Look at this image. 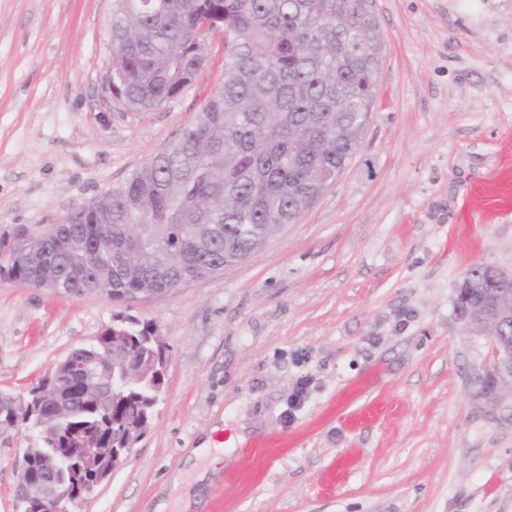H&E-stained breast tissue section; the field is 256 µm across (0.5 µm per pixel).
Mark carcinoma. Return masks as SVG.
I'll return each instance as SVG.
<instances>
[{"instance_id":"obj_1","label":"carcinoma","mask_w":512,"mask_h":512,"mask_svg":"<svg viewBox=\"0 0 512 512\" xmlns=\"http://www.w3.org/2000/svg\"><path fill=\"white\" fill-rule=\"evenodd\" d=\"M112 93L133 112L178 96L208 63L223 36L224 77L180 136L152 154L122 184L104 192L108 218L79 204L55 241L43 246L59 293L81 296L99 284L111 301L157 297L177 279L208 278L257 252L282 224H297L358 152L382 53L373 0H115ZM0 233V282L35 283ZM457 288L453 310L483 314L476 333L512 336L496 321L499 294L512 309V277L481 262ZM154 326L122 316L94 343L75 349L82 367L56 368L59 388L89 379L83 412L49 427L50 412L13 418L0 396V427L30 430L31 469L78 438L86 448H123L146 431L162 391L164 346ZM75 498L39 485L19 503L38 512L37 496Z\"/></svg>"}]
</instances>
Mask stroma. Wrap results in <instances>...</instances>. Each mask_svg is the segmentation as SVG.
<instances>
[{
  "mask_svg": "<svg viewBox=\"0 0 512 512\" xmlns=\"http://www.w3.org/2000/svg\"><path fill=\"white\" fill-rule=\"evenodd\" d=\"M113 5L0 0V232L41 229L125 181L222 78L218 36L181 95L125 108L107 85ZM373 10L374 110L300 223L132 306L0 283V395L28 398L120 314L157 325L165 345L148 430L74 512H512V425L482 416L468 388L492 342L453 317L471 266L512 269V0ZM216 425L199 483L186 461ZM28 434L0 429V512H19ZM178 472L191 500L172 487Z\"/></svg>",
  "mask_w": 512,
  "mask_h": 512,
  "instance_id": "35a3bbf8",
  "label": "stroma"
}]
</instances>
